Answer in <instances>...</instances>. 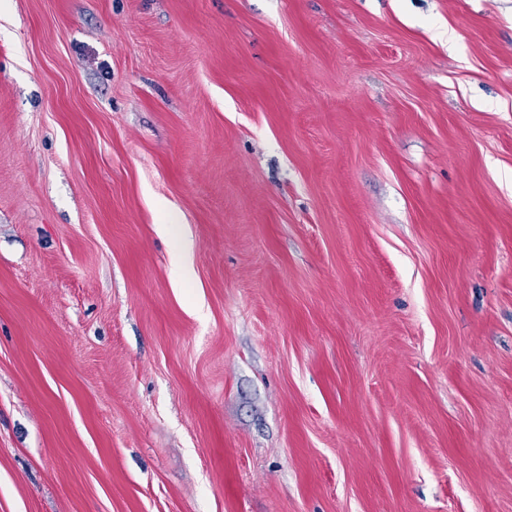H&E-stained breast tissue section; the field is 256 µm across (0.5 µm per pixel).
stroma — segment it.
<instances>
[{
	"label": "stroma",
	"instance_id": "stroma-1",
	"mask_svg": "<svg viewBox=\"0 0 512 512\" xmlns=\"http://www.w3.org/2000/svg\"><path fill=\"white\" fill-rule=\"evenodd\" d=\"M0 512H512V0H0Z\"/></svg>",
	"mask_w": 512,
	"mask_h": 512
}]
</instances>
